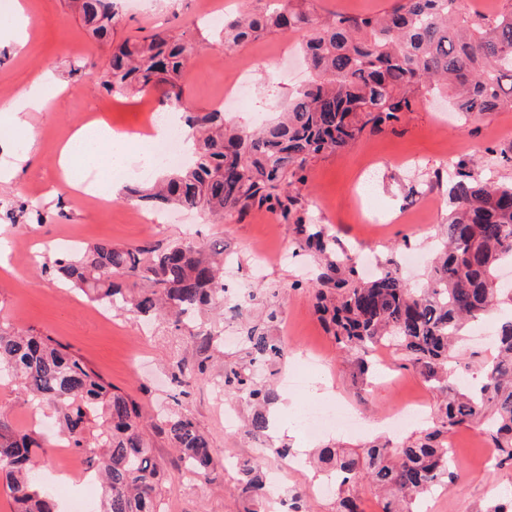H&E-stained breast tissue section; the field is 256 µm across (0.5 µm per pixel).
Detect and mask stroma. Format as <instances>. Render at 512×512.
I'll use <instances>...</instances> for the list:
<instances>
[{
  "instance_id": "obj_1",
  "label": "stroma",
  "mask_w": 512,
  "mask_h": 512,
  "mask_svg": "<svg viewBox=\"0 0 512 512\" xmlns=\"http://www.w3.org/2000/svg\"><path fill=\"white\" fill-rule=\"evenodd\" d=\"M29 16L28 41L17 45L0 35V89L15 92L43 65L54 67V84L61 92L48 107L29 113L35 139L18 131L0 129V168L10 171L0 180V323L53 337L68 344L113 386L137 398L147 413L172 408L178 391L172 379L177 362L201 358L198 342L188 329H175L163 321L145 328L139 318L117 310L100 315L98 305L82 292L65 288L41 275L40 265L53 259L52 246L61 240L77 246L109 242L119 246L169 244L187 238L217 243L224 248V285L229 291L267 288L274 292L278 319L270 330L288 349L281 373L293 372L300 349L320 351L324 364L302 387L281 390V400L292 407L278 418L269 442L285 444L300 458H308L323 445L355 448L385 432L378 419L398 409L404 399L419 398L435 406L436 391L413 370L403 368L391 353L374 351L373 374L359 376L353 360L336 344L313 306L315 260L293 255L292 225L280 223L265 209H253L234 220L212 223L191 211L168 224L141 221L135 200L101 198L81 193H58L61 145L80 125L102 119L118 131L149 134L153 115L169 110L163 92L123 95L100 84L105 63L115 44L143 30L161 26L192 43L195 52L180 82L192 111L206 112L237 79H244L248 97L239 110L225 112L230 124L250 122L252 113L271 118L288 104L292 93L308 79L300 52L299 32H277L225 52L202 10L230 15L242 9L259 11L263 0H120L112 38L98 40L79 15L72 0H24ZM397 0H308L320 19L334 14H378L391 11ZM512 110L484 119H469L449 112L447 103L430 93L413 111L393 126L365 131L352 145L312 158L305 170L301 206L314 223L323 225L347 252H360L380 263L400 259L408 252L421 255L418 266L402 267L403 275L426 280L428 258L435 235L448 216V185L459 161L473 162L482 179L512 181ZM41 192L43 223L31 220L18 207L31 192ZM264 248L270 261L258 265L253 253ZM288 258H281L282 249ZM239 355L225 347L210 358L208 383L191 388L182 401L189 414L217 450V465L210 480L191 479L175 464L170 442L153 436L152 446L166 463L169 487L163 495L164 512H244L235 494L238 474L228 456H249L253 441L245 434L246 408L217 393L224 365ZM338 390L365 414L368 432L357 435L327 432L310 441L302 433L298 412L326 402ZM233 410L234 421L224 419ZM0 416L42 440L48 452L35 471L58 504L67 512L74 495L99 499L100 490L89 464L64 471L58 446L62 437L54 421V407L33 398L18 381L0 379ZM457 443L453 465L459 479L437 487L433 512H487L497 496L512 490V462L496 465L481 428L453 430Z\"/></svg>"
}]
</instances>
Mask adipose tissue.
<instances>
[{
  "instance_id": "ef3b65f1",
  "label": "adipose tissue",
  "mask_w": 512,
  "mask_h": 512,
  "mask_svg": "<svg viewBox=\"0 0 512 512\" xmlns=\"http://www.w3.org/2000/svg\"><path fill=\"white\" fill-rule=\"evenodd\" d=\"M52 80L51 68L46 67L35 72L31 81L6 106V122L21 125L23 112L44 109V89ZM135 139V134L114 131L95 120L75 129L59 150L60 192L71 194L83 191V183L73 176L74 171L82 165H96L107 179L115 175L124 178L135 176L140 168L149 163L147 156L131 153L130 145Z\"/></svg>"
}]
</instances>
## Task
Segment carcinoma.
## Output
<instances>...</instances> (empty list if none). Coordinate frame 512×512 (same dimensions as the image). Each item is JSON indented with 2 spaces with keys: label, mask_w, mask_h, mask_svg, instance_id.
<instances>
[{
  "label": "carcinoma",
  "mask_w": 512,
  "mask_h": 512,
  "mask_svg": "<svg viewBox=\"0 0 512 512\" xmlns=\"http://www.w3.org/2000/svg\"><path fill=\"white\" fill-rule=\"evenodd\" d=\"M80 12L102 39L112 33L113 0H81ZM303 31L311 79L295 90L279 117L250 130L228 126L218 110L190 113L191 160L163 177L128 188L152 210L178 206L221 222L254 207L294 225L298 249L324 257L315 307L339 348L354 356L361 374L367 354L384 345L439 394L431 423L389 445L322 448L317 463L340 476L336 512H359L366 485L382 496V512H418L443 479L452 482L456 427L484 426L499 462L512 461V318L501 323L475 388L452 379L455 344L466 324H477L499 302L512 303V284L498 285L500 264L512 261V184L483 182L460 161L450 189L446 238L427 283L412 287L389 258L370 281L336 251L320 224L294 216L309 159L354 143L366 128L383 129L412 111L419 98L443 84L453 111L486 117L512 108V3L494 16L470 12L462 0H398L384 16L336 15L319 20L288 0H266L257 13L226 17L215 34L235 50L275 32ZM194 46L165 30L130 37L112 51L101 85L112 92H146L161 84L179 98L177 79ZM44 272L64 279L92 301L138 317L162 318L175 329L207 307L224 305V248L193 239L169 244L116 246L99 242L56 254ZM199 348L218 350V331L197 333ZM244 355L224 366V394L254 408L246 435L264 443L271 428L265 408L277 400L272 368L286 355L271 333L255 324L242 337ZM178 383L207 380V366L178 363ZM27 393L51 402L68 447L95 454L102 479L96 512H161L167 473L151 448L139 403L50 336L0 326V372ZM151 430L172 443L193 477L207 478L217 451L188 415L169 410ZM47 450L0 417V477L13 512H56L49 491L35 483V459ZM236 490L250 502L265 499L262 474L250 459L237 461Z\"/></svg>",
  "instance_id": "carcinoma-1"
}]
</instances>
